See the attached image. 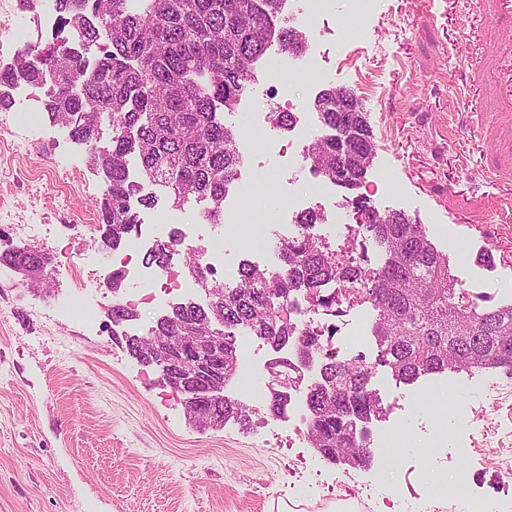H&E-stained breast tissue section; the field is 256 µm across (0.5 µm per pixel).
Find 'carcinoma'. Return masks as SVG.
I'll return each instance as SVG.
<instances>
[{"label":"carcinoma","instance_id":"obj_1","mask_svg":"<svg viewBox=\"0 0 512 512\" xmlns=\"http://www.w3.org/2000/svg\"><path fill=\"white\" fill-rule=\"evenodd\" d=\"M59 22L81 37V48L62 43L47 49L25 47L0 66V107L9 109L19 81L44 90L43 106L53 127L85 147L89 164L109 174L96 207L105 226L104 244L120 249L140 225V210L154 196L147 183L164 193L174 209L205 202L206 220L224 223V193L243 161L237 127L224 120L256 81L254 64L278 44L291 55L306 49V34L281 22L286 0H140L130 10L125 0H54ZM111 26L101 28V17ZM107 44L96 52L100 31ZM341 90L329 87L314 101L335 136L312 144L315 176L349 191L360 188L373 158V135L363 106L351 111ZM108 131L109 142L100 145ZM136 156L139 179L130 177ZM365 215L366 237L384 260L376 270L341 265L318 235L305 232L275 243L277 271L244 262L239 279L227 284L197 257H187L188 277L214 289L224 317V344L195 345L204 335L208 314L184 300L149 327L154 336H183L175 379L195 398L190 415L204 426H221L234 417L249 421L246 407L224 396L196 370L199 361L219 366L228 380L238 374L236 336L242 332L273 351L288 342L299 346L298 360L321 357L331 385L308 389L306 404L312 448L333 465L370 468L371 448L364 425L384 414L382 399L370 386L371 368L363 357L341 360L320 355L319 336L290 317L300 294L314 307L331 308L321 285L335 282L352 298L369 304L379 360L396 383L447 371L502 369L512 373V300L487 305L470 299L422 224L403 212L380 211L356 195L349 199ZM181 234L173 230L155 243L146 264L166 266L179 252ZM0 263L21 266L35 279L46 275L47 259L35 249L0 255Z\"/></svg>","mask_w":512,"mask_h":512}]
</instances>
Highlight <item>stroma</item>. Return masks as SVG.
<instances>
[{
	"mask_svg": "<svg viewBox=\"0 0 512 512\" xmlns=\"http://www.w3.org/2000/svg\"><path fill=\"white\" fill-rule=\"evenodd\" d=\"M357 51L354 68L339 53ZM307 56L323 68L317 89L358 90L374 74L363 107L375 155L359 192L381 210L414 222L453 225L481 264L491 302L512 297V101L499 92V62L512 55V18L496 0H379L373 15L336 13L310 31ZM304 76L288 91L258 78L262 112L288 110L308 92ZM476 126L473 141L464 129ZM243 156L247 206L271 211L268 183L280 189L309 179L308 170L277 165L266 127ZM389 172L401 195L367 188ZM102 187L83 151L56 129L33 130L0 110V253L35 247L51 258L49 278L34 291L0 265V512H466L463 502L425 507L429 474L469 471L489 493L493 512H512V487L499 489L497 468L512 464V374L445 373L420 378L417 396L401 400L389 367L366 350L371 384L390 418L406 416L409 434L394 438L391 468L375 457L370 470H345L312 446H293L286 420L273 417L232 382L226 393L250 406V427L230 420L202 427L189 418L186 395L161 371L140 364L109 328L106 295L91 321L64 308L82 273L70 255L102 254L94 199ZM37 224L38 237L25 225ZM497 227L494 245L483 229ZM443 440L416 457L433 430Z\"/></svg>",
	"mask_w": 512,
	"mask_h": 512,
	"instance_id": "stroma-1",
	"label": "stroma"
}]
</instances>
